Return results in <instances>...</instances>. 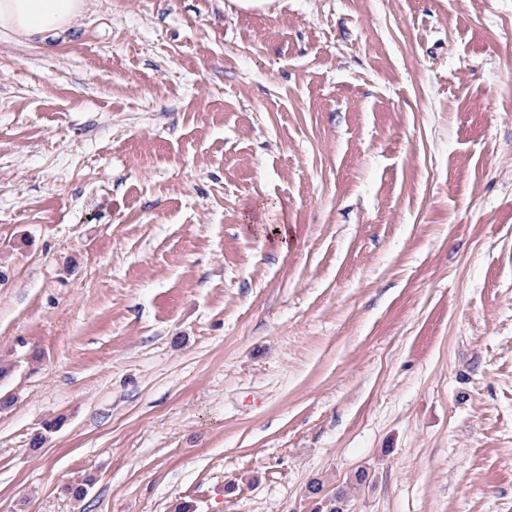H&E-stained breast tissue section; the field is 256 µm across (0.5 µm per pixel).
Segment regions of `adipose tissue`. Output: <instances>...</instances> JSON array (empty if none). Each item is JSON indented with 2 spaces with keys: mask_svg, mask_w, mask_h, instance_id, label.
I'll use <instances>...</instances> for the list:
<instances>
[{
  "mask_svg": "<svg viewBox=\"0 0 512 512\" xmlns=\"http://www.w3.org/2000/svg\"><path fill=\"white\" fill-rule=\"evenodd\" d=\"M87 0H0V35L17 42H55L71 33Z\"/></svg>",
  "mask_w": 512,
  "mask_h": 512,
  "instance_id": "1",
  "label": "adipose tissue"
}]
</instances>
